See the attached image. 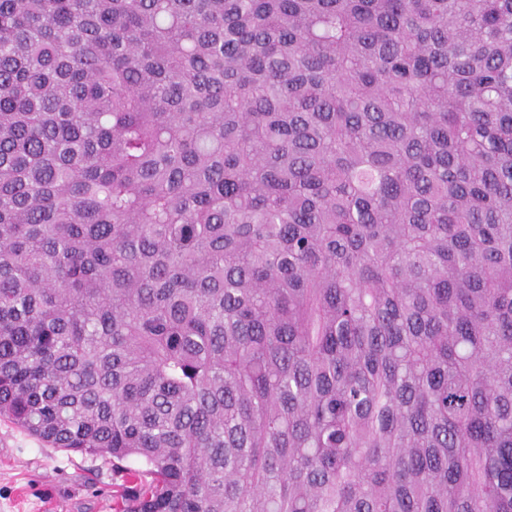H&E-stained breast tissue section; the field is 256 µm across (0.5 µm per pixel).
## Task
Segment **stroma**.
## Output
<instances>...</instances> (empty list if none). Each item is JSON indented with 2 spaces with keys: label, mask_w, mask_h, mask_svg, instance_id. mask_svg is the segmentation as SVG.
<instances>
[{
  "label": "stroma",
  "mask_w": 512,
  "mask_h": 512,
  "mask_svg": "<svg viewBox=\"0 0 512 512\" xmlns=\"http://www.w3.org/2000/svg\"><path fill=\"white\" fill-rule=\"evenodd\" d=\"M111 460L51 447L0 418V512H112Z\"/></svg>",
  "instance_id": "35a3bbf8"
}]
</instances>
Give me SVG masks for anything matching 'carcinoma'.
Wrapping results in <instances>:
<instances>
[{
    "label": "carcinoma",
    "mask_w": 512,
    "mask_h": 512,
    "mask_svg": "<svg viewBox=\"0 0 512 512\" xmlns=\"http://www.w3.org/2000/svg\"><path fill=\"white\" fill-rule=\"evenodd\" d=\"M0 416L113 512H512V0H0Z\"/></svg>",
    "instance_id": "1"
}]
</instances>
